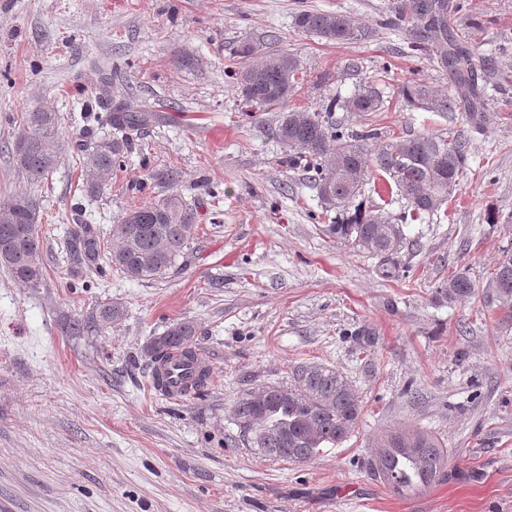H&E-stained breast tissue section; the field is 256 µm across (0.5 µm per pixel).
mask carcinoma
<instances>
[{"label": "carcinoma", "mask_w": 512, "mask_h": 512, "mask_svg": "<svg viewBox=\"0 0 512 512\" xmlns=\"http://www.w3.org/2000/svg\"><path fill=\"white\" fill-rule=\"evenodd\" d=\"M398 16L405 22H425L415 35L412 51L448 71L449 84L448 92L439 93L422 80L410 81L401 88L403 101L430 112H454L461 107L473 128L485 121L488 115L474 79L469 37L448 29V0H405L398 5ZM294 26L327 42L346 43L370 36L368 29L346 15L307 9L296 13ZM233 58L237 63L231 77L242 98L258 108H283L273 136L288 150L285 162L289 168L315 173L324 211L335 212L334 223L325 225L324 232L378 258L384 277L398 276L396 255L406 241L404 217L367 209L359 198L365 195L366 185L380 181L383 190L407 201L411 219L435 214L447 203L448 190L457 189L466 171L465 130L452 137L430 132L385 136L370 124L349 130L333 120V113L338 108L358 113L381 111L385 101L375 88L365 85L313 112L288 109V100L305 81L293 54L244 42L233 52ZM147 121L146 112L134 111L124 103L110 109L106 122L122 136L100 137L83 158V191L87 196L100 194L106 178L121 167L132 149L133 133ZM25 123L27 130L13 142L11 152L17 168L37 183L58 165L64 151L62 117L36 109L25 113ZM36 211V203L29 196H18L0 208V213L8 215L0 219V256L7 257L4 266L17 282L32 288L43 280L40 239L29 236ZM193 223V213L172 192L125 212L120 222L112 225L111 247L92 225H77L71 230L74 256L87 265L105 261L130 280L155 281L183 270ZM489 288L498 301L512 302V255L499 261ZM439 293L451 304L472 297L475 288L466 273L457 272L441 285ZM124 314L120 302L100 304L70 320L67 332L81 335L102 330L120 322ZM197 334L193 323L179 321L162 335L151 337L143 349L151 376L159 378L158 366L169 361L174 351L194 358ZM292 378L293 384L287 387L267 385L243 393L232 407V416L242 440L261 456L304 463L354 432L361 404L348 379L333 367L301 364L293 368ZM371 468L382 484L400 495L410 480L418 488L446 477L448 450L431 432L398 428L377 439Z\"/></svg>", "instance_id": "cac0c4a2"}]
</instances>
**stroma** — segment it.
Here are the masks:
<instances>
[{
	"instance_id": "stroma-1",
	"label": "stroma",
	"mask_w": 512,
	"mask_h": 512,
	"mask_svg": "<svg viewBox=\"0 0 512 512\" xmlns=\"http://www.w3.org/2000/svg\"><path fill=\"white\" fill-rule=\"evenodd\" d=\"M397 0H0V205L37 204L44 278L24 286L0 265V512H512V320L487 303L512 254V0H451V29L471 31L489 118L468 145L467 174L443 213L405 224L403 275L328 237L318 194L283 162L279 113L248 111L225 72L233 49L263 42L294 54L309 80L290 104L316 110L367 83L383 111H336L401 136L454 134L459 112L404 106L413 79L448 73L414 57ZM346 14L368 39L297 31L298 10ZM148 105L122 170L84 195L82 148L107 132L105 101ZM59 112L69 132L47 179L18 170L22 115ZM169 170L174 184L135 182ZM179 193L195 214L184 270L143 283L77 265L69 232L83 207L101 237L144 200ZM466 271L474 297L437 289ZM118 301L103 332L68 322ZM197 329L211 378L198 397L151 387L143 348L170 324ZM319 362L356 389L353 435L310 462L271 461L238 438L232 405ZM439 436L446 480L394 495L368 462L386 430Z\"/></svg>"
}]
</instances>
